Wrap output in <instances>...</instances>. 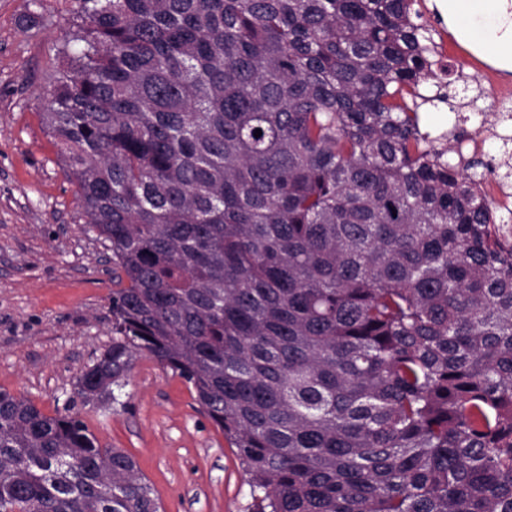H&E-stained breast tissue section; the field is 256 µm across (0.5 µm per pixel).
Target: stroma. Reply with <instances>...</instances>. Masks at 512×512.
<instances>
[{
  "label": "stroma",
  "instance_id": "35a3bbf8",
  "mask_svg": "<svg viewBox=\"0 0 512 512\" xmlns=\"http://www.w3.org/2000/svg\"><path fill=\"white\" fill-rule=\"evenodd\" d=\"M414 8L445 40L449 70L448 101L424 106L421 128L475 136L478 112L512 109L499 97L512 77L464 52L427 0ZM77 23L73 0H0V390L86 420L102 446L136 459L162 512H250L235 449L154 359L136 357L113 401L92 407L77 394V377L112 341V253L87 231L78 185L41 121L67 66L58 47Z\"/></svg>",
  "mask_w": 512,
  "mask_h": 512
}]
</instances>
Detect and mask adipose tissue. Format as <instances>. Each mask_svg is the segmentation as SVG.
Segmentation results:
<instances>
[{
	"instance_id": "obj_1",
	"label": "adipose tissue",
	"mask_w": 512,
	"mask_h": 512,
	"mask_svg": "<svg viewBox=\"0 0 512 512\" xmlns=\"http://www.w3.org/2000/svg\"><path fill=\"white\" fill-rule=\"evenodd\" d=\"M463 49L482 63L512 73V0H433Z\"/></svg>"
}]
</instances>
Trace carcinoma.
I'll return each mask as SVG.
<instances>
[{
	"instance_id": "1",
	"label": "carcinoma",
	"mask_w": 512,
	"mask_h": 512,
	"mask_svg": "<svg viewBox=\"0 0 512 512\" xmlns=\"http://www.w3.org/2000/svg\"><path fill=\"white\" fill-rule=\"evenodd\" d=\"M414 2L76 0L59 48L42 121L116 285L77 393L172 370L251 512H512V249L463 134L421 130L448 95ZM0 512L161 503L82 418L0 390Z\"/></svg>"
}]
</instances>
